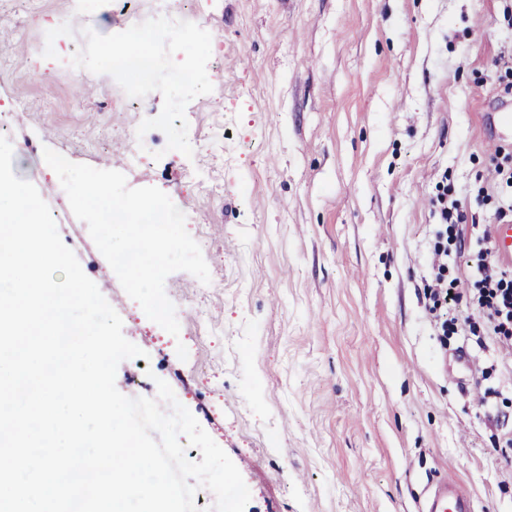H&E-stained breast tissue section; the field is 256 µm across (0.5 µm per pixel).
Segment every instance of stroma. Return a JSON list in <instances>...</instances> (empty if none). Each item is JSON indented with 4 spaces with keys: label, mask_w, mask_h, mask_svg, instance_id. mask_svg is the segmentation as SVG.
<instances>
[{
    "label": "stroma",
    "mask_w": 512,
    "mask_h": 512,
    "mask_svg": "<svg viewBox=\"0 0 512 512\" xmlns=\"http://www.w3.org/2000/svg\"><path fill=\"white\" fill-rule=\"evenodd\" d=\"M86 0L57 30L65 0H0L25 36L0 42V103L13 171L57 202L55 174L28 141L66 147L73 162L154 186L202 237L211 282L170 274L179 336L149 320L109 264L77 252L153 364L122 361L116 386L153 398L165 380L239 469L245 512H421L454 478L476 512H512V354L466 301L436 333L424 284L447 182L466 242L451 255L471 279L470 247L497 224L496 164L512 133L493 130L512 99V0H206L183 6L211 35V93L186 107L192 156L130 134L163 106L151 92L125 108L118 83L59 69L53 49L84 28L127 30L129 12ZM241 55L250 69L225 79ZM204 310L210 331L194 334ZM187 360L176 354L177 343Z\"/></svg>",
    "instance_id": "stroma-1"
}]
</instances>
